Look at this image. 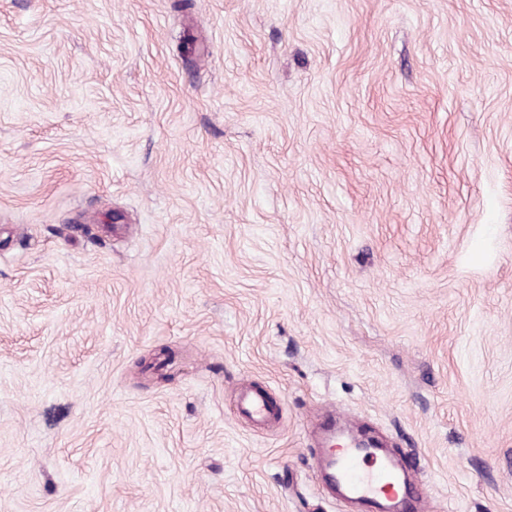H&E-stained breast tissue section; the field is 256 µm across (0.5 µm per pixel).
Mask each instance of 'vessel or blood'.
<instances>
[{"mask_svg":"<svg viewBox=\"0 0 512 512\" xmlns=\"http://www.w3.org/2000/svg\"><path fill=\"white\" fill-rule=\"evenodd\" d=\"M321 465L326 484L344 501L360 502L366 512H411L416 494L390 460L359 448L326 453Z\"/></svg>","mask_w":512,"mask_h":512,"instance_id":"1","label":"vessel or blood"}]
</instances>
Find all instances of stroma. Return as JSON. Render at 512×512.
Instances as JSON below:
<instances>
[{
  "label": "stroma",
  "mask_w": 512,
  "mask_h": 512,
  "mask_svg": "<svg viewBox=\"0 0 512 512\" xmlns=\"http://www.w3.org/2000/svg\"><path fill=\"white\" fill-rule=\"evenodd\" d=\"M327 425L512 512V0H0V512H351Z\"/></svg>",
  "instance_id": "stroma-1"
}]
</instances>
